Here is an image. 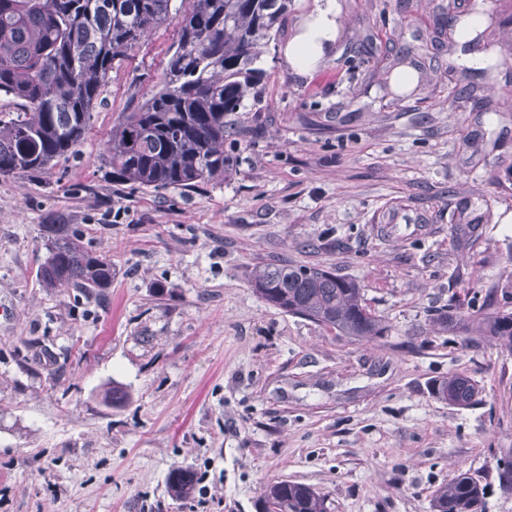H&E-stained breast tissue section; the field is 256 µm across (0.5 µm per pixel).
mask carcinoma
<instances>
[{
  "mask_svg": "<svg viewBox=\"0 0 512 512\" xmlns=\"http://www.w3.org/2000/svg\"><path fill=\"white\" fill-rule=\"evenodd\" d=\"M0 0V95L22 111L0 112V176L41 171L80 152L102 87L128 51L153 28L175 22L176 41L158 89L123 116L106 151L112 178L134 189H187L224 180L235 157L224 151L226 117L240 108L263 72L254 67L292 0ZM48 257L36 277L47 288L71 284L87 298L112 285V261L88 250L71 224L45 225ZM266 303L343 336L381 337L387 327L361 288L333 272L270 261L252 272ZM481 335L512 351V311L479 312ZM433 395L467 408L478 388L463 375L435 379ZM104 399L119 407L120 383ZM197 474L172 469L167 490L185 499ZM487 485L459 472L431 500L432 512H486ZM261 512H327L325 498L303 483L267 485Z\"/></svg>",
  "mask_w": 512,
  "mask_h": 512,
  "instance_id": "carcinoma-1",
  "label": "carcinoma"
}]
</instances>
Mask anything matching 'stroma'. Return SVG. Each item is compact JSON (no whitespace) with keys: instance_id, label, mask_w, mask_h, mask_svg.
<instances>
[{"instance_id":"obj_1","label":"stroma","mask_w":512,"mask_h":512,"mask_svg":"<svg viewBox=\"0 0 512 512\" xmlns=\"http://www.w3.org/2000/svg\"><path fill=\"white\" fill-rule=\"evenodd\" d=\"M449 0H337L336 51L301 76L282 47L294 0L234 119L223 181L133 190L106 144L159 82L173 25L112 71L77 155L0 177V512H258L267 484L315 488L328 512H430L462 471L496 487L512 461V351L439 313L512 311V0L477 8L490 74L439 32ZM420 54L421 86L387 68ZM471 85L468 97L455 88ZM475 224L460 244L455 225ZM49 224L112 262L101 299L42 287ZM354 279L385 336L354 340L278 310L249 274L272 259ZM461 374L467 409L432 396ZM123 384L129 404L103 395ZM200 476L172 500L169 472ZM448 389V403L459 408H467L476 403L478 388L474 381L463 375L446 379H435L430 384L432 394L440 395Z\"/></svg>"}]
</instances>
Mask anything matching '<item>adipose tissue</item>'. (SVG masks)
Returning <instances> with one entry per match:
<instances>
[{
    "mask_svg": "<svg viewBox=\"0 0 512 512\" xmlns=\"http://www.w3.org/2000/svg\"><path fill=\"white\" fill-rule=\"evenodd\" d=\"M341 27L336 0H314V5L283 49L287 65L310 75L334 49Z\"/></svg>",
    "mask_w": 512,
    "mask_h": 512,
    "instance_id": "1",
    "label": "adipose tissue"
}]
</instances>
